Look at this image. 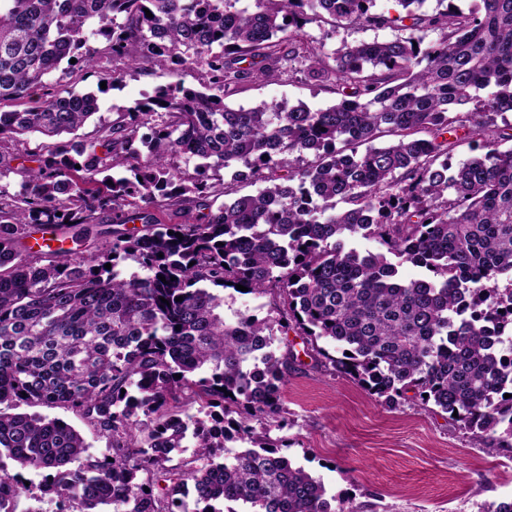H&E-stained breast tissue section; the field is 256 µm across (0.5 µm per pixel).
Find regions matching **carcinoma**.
<instances>
[{
  "label": "carcinoma",
  "mask_w": 512,
  "mask_h": 512,
  "mask_svg": "<svg viewBox=\"0 0 512 512\" xmlns=\"http://www.w3.org/2000/svg\"><path fill=\"white\" fill-rule=\"evenodd\" d=\"M238 2L0 0V105L16 104L0 112V169L17 162L25 186L0 187V512L26 490L5 457L43 477L59 512H354L281 452L284 439L252 426H288L282 387L297 355L279 352L278 331L391 410L413 397L458 413L487 448L512 440V147L501 149L512 125L496 128L512 112V0L468 11L437 0L432 12L397 0L394 17L376 0ZM324 20L410 36L330 56L305 31ZM428 31L440 39L425 42ZM169 61L191 62L206 91L159 86L89 141L22 146L98 112L67 75L96 69L115 85ZM58 69L54 91L30 101ZM287 72L332 84L338 100L224 102L233 86ZM385 131L396 139L372 145ZM460 137L480 153L453 165ZM305 154L314 161L301 167ZM176 156L200 164L190 172ZM233 165L234 179L265 186L219 205L229 192L214 173ZM110 169L109 185L99 175ZM169 210L188 220L162 223ZM101 214L114 225L101 248L23 243L47 230L86 241ZM349 237L380 251L347 249ZM408 262L427 276L400 277ZM238 284L278 291L281 318L225 315L224 290ZM184 395L197 414L169 412ZM38 406L78 415L107 454L83 461L81 431L27 412ZM188 438L195 457L166 468ZM238 441L250 447L229 454Z\"/></svg>",
  "instance_id": "obj_1"
}]
</instances>
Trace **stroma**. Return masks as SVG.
<instances>
[{"label":"stroma","instance_id":"stroma-1","mask_svg":"<svg viewBox=\"0 0 512 512\" xmlns=\"http://www.w3.org/2000/svg\"><path fill=\"white\" fill-rule=\"evenodd\" d=\"M314 47L333 53L346 43L393 39L402 31L366 27L336 29L312 22ZM189 66L166 64L127 73L121 83L101 87L95 71L76 72V91L96 93L100 111L74 135L81 141L115 121L154 88L188 79ZM301 101L312 108L335 104L332 86L280 76L252 80L228 93L231 107L265 101ZM300 355L283 388L288 426L272 438L288 442L284 453L320 477L329 494L354 512H486L489 504L512 501V447H480L459 422L434 405L413 400L390 410L354 380L331 374L305 355L302 337L288 334Z\"/></svg>","mask_w":512,"mask_h":512}]
</instances>
